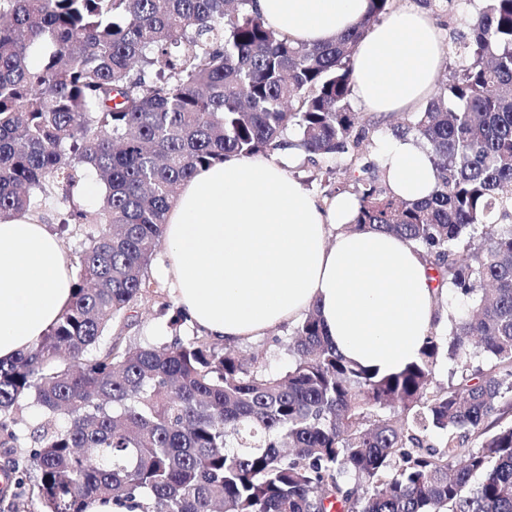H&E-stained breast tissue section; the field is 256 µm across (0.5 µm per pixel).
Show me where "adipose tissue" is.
<instances>
[{
  "label": "adipose tissue",
  "mask_w": 512,
  "mask_h": 512,
  "mask_svg": "<svg viewBox=\"0 0 512 512\" xmlns=\"http://www.w3.org/2000/svg\"><path fill=\"white\" fill-rule=\"evenodd\" d=\"M264 20L295 43L318 45L350 29L368 0H254ZM438 31L424 13L390 11L360 41L352 90L365 111H412L431 93ZM375 159L393 194L434 188L429 158L407 138L380 139ZM276 159L234 154L184 182L164 226L161 271L189 324L234 346L317 307L348 360L395 373L419 359L447 314L434 272L415 245L391 234L347 231L360 202H321ZM73 277L58 238L37 217L0 222V361L36 344L67 311Z\"/></svg>",
  "instance_id": "obj_1"
}]
</instances>
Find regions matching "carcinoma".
<instances>
[{"label":"carcinoma","mask_w":512,"mask_h":512,"mask_svg":"<svg viewBox=\"0 0 512 512\" xmlns=\"http://www.w3.org/2000/svg\"><path fill=\"white\" fill-rule=\"evenodd\" d=\"M466 2L453 76L392 127L434 168L433 195L412 200L362 162L375 116L350 105L355 48L393 0L313 46L253 0H0V221L60 193L59 224L95 228L66 313L0 362V447L25 449L13 479L35 475L37 512L136 495L148 512H512V0ZM284 145L348 155L363 190L346 229L415 244L472 300L419 361L384 375L348 361L314 307L278 374L203 335H119L182 184ZM89 171L105 189L95 210L74 202ZM442 358L457 380H437Z\"/></svg>","instance_id":"obj_1"}]
</instances>
